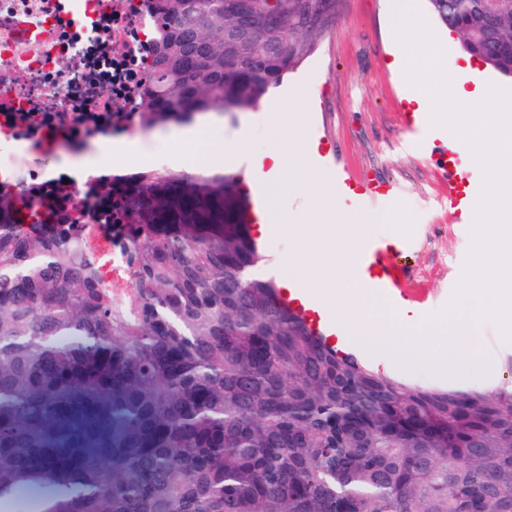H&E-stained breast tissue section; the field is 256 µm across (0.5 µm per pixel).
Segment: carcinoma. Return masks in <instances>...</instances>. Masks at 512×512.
Wrapping results in <instances>:
<instances>
[{
    "mask_svg": "<svg viewBox=\"0 0 512 512\" xmlns=\"http://www.w3.org/2000/svg\"><path fill=\"white\" fill-rule=\"evenodd\" d=\"M134 116L147 132L256 109L344 0H164ZM512 76V0H427ZM134 282L84 224L0 190V512H512V384L458 390L341 354L261 275L232 172L92 184ZM110 224H96L87 239L90 250L101 260L103 282L117 292L131 287V273L119 250L113 245Z\"/></svg>",
    "mask_w": 512,
    "mask_h": 512,
    "instance_id": "1",
    "label": "carcinoma"
}]
</instances>
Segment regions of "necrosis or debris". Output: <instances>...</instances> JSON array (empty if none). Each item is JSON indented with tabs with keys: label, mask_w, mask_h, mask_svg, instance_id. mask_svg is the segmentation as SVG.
<instances>
[{
	"label": "necrosis or debris",
	"mask_w": 512,
	"mask_h": 512,
	"mask_svg": "<svg viewBox=\"0 0 512 512\" xmlns=\"http://www.w3.org/2000/svg\"><path fill=\"white\" fill-rule=\"evenodd\" d=\"M155 0H0V183L22 180L51 192L53 182L17 158L36 138L50 136L62 116H77L76 135L107 129L136 139L132 124L110 115L129 112L145 78L144 61L156 27ZM105 284L120 292L131 273L106 224L87 240Z\"/></svg>",
	"instance_id": "4bbe7bcc"
}]
</instances>
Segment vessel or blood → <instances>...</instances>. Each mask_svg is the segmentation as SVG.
Listing matches in <instances>:
<instances>
[{"label":"vessel or blood","instance_id":"vessel-or-blood-1","mask_svg":"<svg viewBox=\"0 0 512 512\" xmlns=\"http://www.w3.org/2000/svg\"><path fill=\"white\" fill-rule=\"evenodd\" d=\"M406 123L410 129L415 149L427 153L431 142L436 139L435 131L425 128L415 117L407 113ZM462 152L456 142L448 144V209L454 223H469L473 204L479 196L462 164ZM350 194L359 203L379 204L387 201L392 195L389 184L377 180H366L358 185L350 186ZM407 241L392 237L383 240H370L360 248L359 271L367 287L394 302L404 296L403 283L406 271L399 259L407 251Z\"/></svg>","mask_w":512,"mask_h":512}]
</instances>
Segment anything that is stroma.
<instances>
[{
	"mask_svg": "<svg viewBox=\"0 0 512 512\" xmlns=\"http://www.w3.org/2000/svg\"><path fill=\"white\" fill-rule=\"evenodd\" d=\"M419 14L428 32L444 45L436 70L462 72L467 87L482 85L512 92V79L501 76L480 60L465 63L458 35L448 34L419 0ZM395 52L389 0H346L343 13L318 43L314 52L277 87L279 95L298 92L307 108L308 133L317 142L320 165L328 183H335L336 168L356 180L365 174L394 183L387 202L362 207L361 219L369 224L371 238L394 235L411 241L402 262L410 277L404 285L409 303L418 314L415 326L427 327L429 316L451 301L468 254L475 242V224L453 223L448 213V176L439 153L425 157L405 145L406 124L402 97L407 85L427 91L423 77L391 69ZM223 136H212L196 146H186L171 128L146 133L144 147L184 157L183 171L198 169L204 155L223 151L228 139L242 137L253 154L275 145V130L260 110L242 112L224 121ZM284 204L274 233L259 237L267 264L286 256L295 261L289 271L306 282L318 256V216L309 194L293 189L282 192ZM483 349L497 361L494 372H472L459 381L462 389H492L512 380V341L505 340L494 322L481 330ZM361 357L384 374L419 384L448 386L447 375L434 369L395 365L380 352Z\"/></svg>",
	"mask_w": 512,
	"mask_h": 512,
	"instance_id": "stroma-1",
	"label": "stroma"
}]
</instances>
